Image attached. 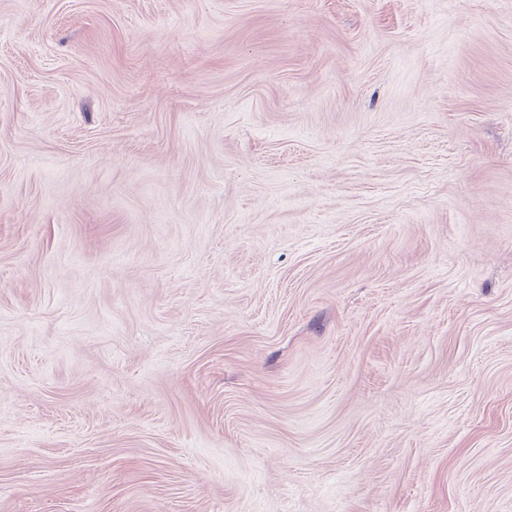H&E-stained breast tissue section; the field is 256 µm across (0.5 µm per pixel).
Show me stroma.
I'll return each mask as SVG.
<instances>
[{
  "label": "stroma",
  "mask_w": 512,
  "mask_h": 512,
  "mask_svg": "<svg viewBox=\"0 0 512 512\" xmlns=\"http://www.w3.org/2000/svg\"><path fill=\"white\" fill-rule=\"evenodd\" d=\"M0 512H512V0H0Z\"/></svg>",
  "instance_id": "35a3bbf8"
}]
</instances>
